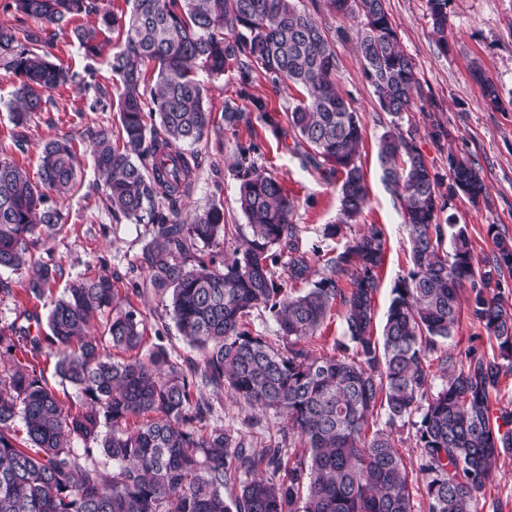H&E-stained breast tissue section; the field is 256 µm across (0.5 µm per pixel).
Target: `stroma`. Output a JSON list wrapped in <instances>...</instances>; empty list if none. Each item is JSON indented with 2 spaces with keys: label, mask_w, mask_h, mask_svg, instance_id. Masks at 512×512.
Instances as JSON below:
<instances>
[{
  "label": "stroma",
  "mask_w": 512,
  "mask_h": 512,
  "mask_svg": "<svg viewBox=\"0 0 512 512\" xmlns=\"http://www.w3.org/2000/svg\"><path fill=\"white\" fill-rule=\"evenodd\" d=\"M300 8L312 14L324 28L336 55V83L341 93L358 111L363 124L361 162L369 200L357 218L355 229L379 225L385 233L386 250L378 272L375 295L376 324H383L392 290L411 267L407 233L400 202L383 180L376 159L379 137L389 128L391 117L382 112L372 86L365 79L354 48L356 24L334 12L328 0H300ZM390 20L398 32L405 53L414 63L421 95L400 122L403 133L412 134L417 147L439 176L448 174V151L466 152L483 168L487 203L472 206L465 197L452 198L447 211L457 223L467 225L475 258L494 248L490 227L512 235V0H448V49L439 51L437 37L428 16L426 0H387ZM53 53L57 63L85 75L94 66L95 84L84 93L74 88L56 90L53 107L32 114L23 125H14L7 103L14 83L0 71V154L23 164L29 175L39 169L43 144L53 138H70L81 160L76 184L65 198L67 221L50 239L32 247L33 257L50 260L62 274L45 297L34 298L24 291L26 271L0 270V326L28 325L31 316L46 317L51 300L59 298L71 280L107 274L112 278L121 304L140 312L144 324V350L164 347L177 361H201L200 352L189 347L165 307L166 296L149 284L142 250L153 236L149 224L115 220L103 199V187L90 153L92 134L102 129L119 128V115L112 109L94 107L95 98L112 100L117 81L102 63H89L73 43L69 31L57 32ZM481 68L499 91L501 107L485 101L472 71ZM197 79L207 89V105L212 123L207 140L195 146L199 168L195 185L180 204L183 215L202 213L212 202H223L224 219L232 224V236L199 247L198 255L221 262L232 259L239 238L249 228L237 202V182L230 167L239 148L257 143L258 160L266 172L277 176L295 204L294 219L300 224L304 249H319L333 255L337 240L324 238L323 227L338 220V185L323 180L316 172L303 168L291 146L267 134L260 124L240 127L238 132L224 128V102L237 90L235 72L213 77L197 69ZM435 111L450 138L447 149L438 148L424 129L423 114ZM446 347L460 358L471 349L493 356L497 346L470 315L462 310L454 336ZM193 397L210 403L213 412L209 426L238 430L246 439L260 445L287 448L278 418L254 410L235 400L230 393L199 385ZM483 512H512V453L501 456L495 474L486 488Z\"/></svg>",
  "instance_id": "1"
}]
</instances>
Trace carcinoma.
I'll use <instances>...</instances> for the list:
<instances>
[{
	"mask_svg": "<svg viewBox=\"0 0 512 512\" xmlns=\"http://www.w3.org/2000/svg\"><path fill=\"white\" fill-rule=\"evenodd\" d=\"M127 3L129 13L105 12L84 26L74 20L92 11V0H7L4 9L18 22L0 28V69L18 80L8 108L21 125L51 103L46 92L75 83L76 75L52 60L49 28L70 29L89 58L101 56L103 35L118 33L122 46L106 64L119 77L121 130L94 134V166L112 216L153 226L143 250L150 284L171 291L172 318L204 359L184 365L162 347L115 358L112 348H141L143 323L117 300L107 274L69 283L43 336L0 327V512H414L415 474L426 512H482L494 465L512 451V413L491 414L501 377L512 371V308L501 300L512 239L495 233V249L477 264L466 225L440 219L462 185L471 203L487 198L477 161L448 152L445 180L399 128L380 137L377 159L401 205L412 267L393 288L378 336L373 302L386 239L375 225L346 232L368 203L362 124L337 88L336 56L316 19L296 0ZM426 4L445 50L448 0ZM330 5L359 20L365 76L381 109L401 117L418 80L386 0ZM27 17L43 27H24ZM198 67L236 73V98L224 102L225 129L255 120L278 140L291 135L302 165L340 184L339 223L325 225L323 235L345 242L302 292L291 285L307 280L311 265L292 220L294 203L282 181L260 170L256 143L239 148L233 165L249 236L219 268L202 257L185 265L194 246L231 229L221 202L189 224L177 209L195 182L196 156L185 148L203 141L211 120L207 89L193 76ZM258 74L301 98L282 112L270 109L250 93ZM475 77L482 96L500 105L497 87L478 70ZM424 119L436 145L448 142L436 113ZM78 164L66 138L44 146L37 181L0 157V269H26L28 295L44 296L55 279L56 269L32 261L29 247L65 223L58 201L71 191ZM284 256L281 278L275 267ZM337 301L347 342L332 354L316 353L306 342ZM464 301L497 355L470 350L455 359L441 351ZM105 309L112 311L106 334L88 335ZM259 309L275 318L283 347L250 330L247 317ZM19 345L33 357L55 358L54 374L84 398L81 411L66 409L44 372L16 359ZM199 383L273 412L302 449L260 447L208 428L211 407L191 402ZM140 416L146 420L128 429ZM381 416L390 427H415L417 472L408 470L392 430L377 427ZM232 481L240 490L227 500L224 487Z\"/></svg>",
	"mask_w": 512,
	"mask_h": 512,
	"instance_id": "cac0c4a2",
	"label": "carcinoma"
}]
</instances>
